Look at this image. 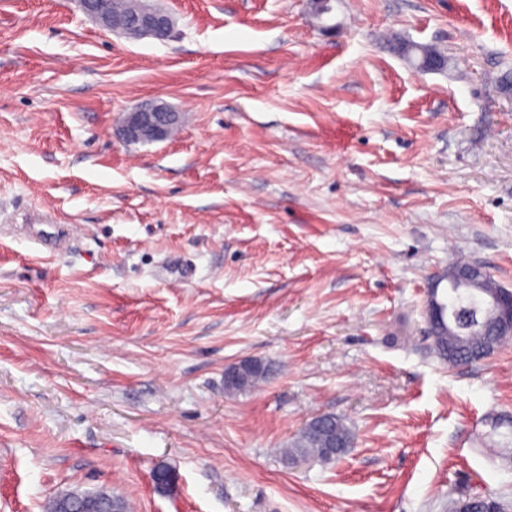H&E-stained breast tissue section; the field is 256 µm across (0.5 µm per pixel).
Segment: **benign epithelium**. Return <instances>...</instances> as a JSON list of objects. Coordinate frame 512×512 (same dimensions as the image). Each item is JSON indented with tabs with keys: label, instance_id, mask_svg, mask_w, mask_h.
<instances>
[{
	"label": "benign epithelium",
	"instance_id": "7a95c632",
	"mask_svg": "<svg viewBox=\"0 0 512 512\" xmlns=\"http://www.w3.org/2000/svg\"><path fill=\"white\" fill-rule=\"evenodd\" d=\"M83 13L94 19L100 26L118 31L130 39L151 38L167 41L174 31V19L168 12L154 6L152 0H137V10L124 21H116L102 6L89 7L88 2H81ZM448 59L434 48H423L418 63L422 71H440L447 67ZM180 122V113L172 111L165 103L150 101L137 105L127 113L123 124L117 130L119 137L127 143H147L166 139L170 126ZM485 271L479 265H471L462 269L454 279L456 287L463 290L471 287ZM439 275L431 277L428 285L424 314L428 326L452 324L453 319L448 309L445 293L439 291L437 281ZM484 307L498 312L496 334L512 335V290L504 289L495 294L482 295ZM257 370H266V366L258 360H242L224 368V386L230 387L238 383L244 376ZM107 499L103 494L98 497L81 495L75 491L66 493L63 512H102L101 501ZM458 512H499V504H490L489 498L463 500L457 503Z\"/></svg>",
	"mask_w": 512,
	"mask_h": 512
}]
</instances>
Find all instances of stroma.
Here are the masks:
<instances>
[{"mask_svg":"<svg viewBox=\"0 0 512 512\" xmlns=\"http://www.w3.org/2000/svg\"><path fill=\"white\" fill-rule=\"evenodd\" d=\"M154 3L163 43L0 0V512H512V339L468 367L424 339L449 263L512 288V0H335L327 30L307 0ZM150 100L181 125L125 143ZM244 359L271 372L226 395ZM319 413L354 447L284 465ZM256 370L266 373V366L258 360H242L224 368V386L226 388L238 383L247 374ZM63 495H66L63 512H102L101 501L108 499L106 494L92 497L78 494L76 491H70ZM71 509L76 510L70 511Z\"/></svg>","mask_w":512,"mask_h":512,"instance_id":"stroma-1","label":"stroma"}]
</instances>
